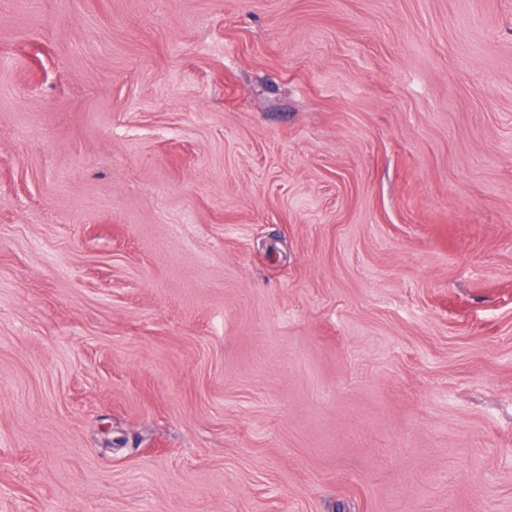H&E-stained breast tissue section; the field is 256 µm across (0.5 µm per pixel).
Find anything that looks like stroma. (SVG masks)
I'll return each instance as SVG.
<instances>
[{
	"instance_id": "35a3bbf8",
	"label": "stroma",
	"mask_w": 512,
	"mask_h": 512,
	"mask_svg": "<svg viewBox=\"0 0 512 512\" xmlns=\"http://www.w3.org/2000/svg\"><path fill=\"white\" fill-rule=\"evenodd\" d=\"M0 512H512V0H0Z\"/></svg>"
}]
</instances>
